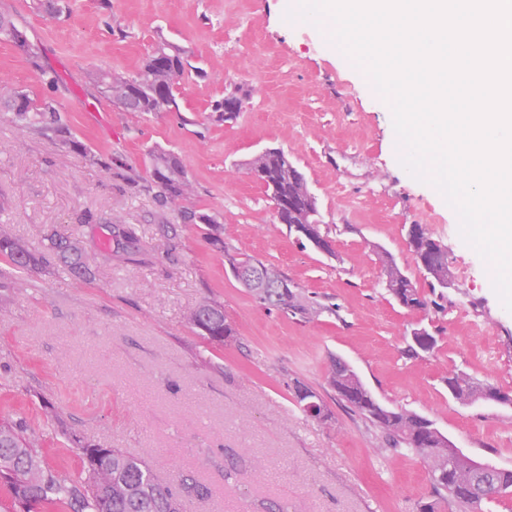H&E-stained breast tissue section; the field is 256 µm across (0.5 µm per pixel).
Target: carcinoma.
I'll list each match as a JSON object with an SVG mask.
<instances>
[{
	"label": "carcinoma",
	"mask_w": 512,
	"mask_h": 512,
	"mask_svg": "<svg viewBox=\"0 0 512 512\" xmlns=\"http://www.w3.org/2000/svg\"><path fill=\"white\" fill-rule=\"evenodd\" d=\"M0 43L38 63V47L19 20L0 15ZM189 66L185 51L161 38L135 76L127 78L99 69L93 74V82L99 93L115 104L123 103L130 112H178L175 89L181 85ZM0 108L11 113V120L20 129L40 136L54 135L65 152L76 153L91 165L101 164L97 155L76 140L62 123L53 98L12 89L0 93ZM150 159L153 179L144 186L145 191H154L155 200L165 208L178 207L190 198L193 186L177 154L154 151ZM250 168L265 169L278 194L292 201L302 220L318 221L316 198L306 180L290 178L283 151L275 149L253 158ZM178 213L185 221L204 225L206 237L224 252L227 264L243 262L224 246V225L216 216L185 207H178ZM431 246L432 237L426 231L410 244L411 249L426 253L429 259L431 272L426 274V282L430 293L438 298L434 302L437 306L444 299L439 288L448 280V259L432 253ZM0 259L20 272L63 271L79 281L91 274L93 262L77 243L63 237L53 235L46 247L32 248L2 226ZM384 274L387 291L401 306L411 310L427 308L423 293L389 257L384 260ZM188 321L212 343L222 344L234 335V329L224 318V308L214 301H205L193 309ZM423 333L419 345L408 346V358H416L420 352L435 347V336L426 329ZM328 382L349 410L381 433L387 447L429 462L433 500L421 504L420 512H436L443 500L452 501L459 512H483V506L512 496V470L496 466L490 471L472 472L469 457L435 452L438 439L425 417L382 405L361 381L343 373L336 359L330 361ZM445 384L449 393L462 402L472 403L483 392L482 384L465 372L459 380L446 378ZM67 440L80 459V469L74 475L47 460L40 448V435L28 428L25 421L0 419V486L8 489L13 503L21 507L34 504L39 512H183V494H207L204 486L183 478L176 486L162 482L146 460L117 448H102L74 433L68 434Z\"/></svg>",
	"instance_id": "obj_1"
}]
</instances>
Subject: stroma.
Here are the masks:
<instances>
[{
	"mask_svg": "<svg viewBox=\"0 0 512 512\" xmlns=\"http://www.w3.org/2000/svg\"><path fill=\"white\" fill-rule=\"evenodd\" d=\"M285 0H69L66 13L0 0L38 43V63L0 44V76L55 99L92 166L0 117V225L30 245L55 232L97 255L94 276L18 273L0 260V418L25 417L51 461H78L76 431L145 459L160 480L208 489L183 512H419L430 498L425 462L377 455L374 429L327 382L350 363L384 406L431 419L467 456L512 469V406L466 404L444 383L468 373L512 394V312L436 189L399 163L388 104L318 30L284 20ZM189 54L176 112L135 115L94 89L96 70L134 77L159 38ZM61 77L44 84L40 70ZM206 77H198L196 68ZM242 100L236 121L210 117L211 100ZM281 149L317 198L335 257L302 247L277 221L249 163ZM178 154L195 193L189 208L216 215L232 252L275 265L298 293L325 305L298 321L261 307L235 280L201 226L161 209L145 186L149 154ZM423 225L447 250L444 310H409L385 288L390 254L426 282L407 240ZM223 304L235 330L224 345L189 324L198 303ZM437 339L407 358L414 329ZM316 392L329 422L304 416L295 383ZM241 462L224 479L230 456Z\"/></svg>",
	"mask_w": 512,
	"mask_h": 512,
	"instance_id": "35a3bbf8",
	"label": "stroma"
}]
</instances>
